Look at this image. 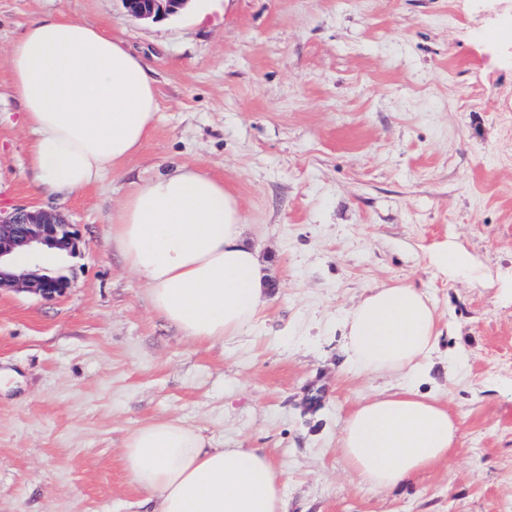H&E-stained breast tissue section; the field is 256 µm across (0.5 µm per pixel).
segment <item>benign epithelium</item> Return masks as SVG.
Here are the masks:
<instances>
[{
	"instance_id": "benign-epithelium-1",
	"label": "benign epithelium",
	"mask_w": 512,
	"mask_h": 512,
	"mask_svg": "<svg viewBox=\"0 0 512 512\" xmlns=\"http://www.w3.org/2000/svg\"><path fill=\"white\" fill-rule=\"evenodd\" d=\"M126 12L136 20L160 21L182 13L190 0H121ZM82 237L78 225L53 210L16 207L0 211V291H30L45 300L63 296L70 282L61 275H50L40 269L16 274L8 258L26 255L46 247L70 256L80 253Z\"/></svg>"
}]
</instances>
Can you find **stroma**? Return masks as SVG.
I'll return each mask as SVG.
<instances>
[{
  "instance_id": "obj_1",
  "label": "stroma",
  "mask_w": 512,
  "mask_h": 512,
  "mask_svg": "<svg viewBox=\"0 0 512 512\" xmlns=\"http://www.w3.org/2000/svg\"><path fill=\"white\" fill-rule=\"evenodd\" d=\"M59 12L141 56L158 101L138 152L62 202L32 190L6 64ZM178 164L236 195L268 276L266 307L221 345L158 315L109 238L129 182ZM19 205L60 211L83 244L48 264L64 296L0 294V512H150L123 447L172 419L263 449L288 512H512V0H190L159 22L121 0H0V210ZM446 242L484 284L436 271ZM397 283L437 306L423 388L460 430L447 462L380 490L338 438L391 381L348 366L340 320Z\"/></svg>"
}]
</instances>
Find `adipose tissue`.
I'll return each instance as SVG.
<instances>
[{
	"label": "adipose tissue",
	"instance_id": "1",
	"mask_svg": "<svg viewBox=\"0 0 512 512\" xmlns=\"http://www.w3.org/2000/svg\"><path fill=\"white\" fill-rule=\"evenodd\" d=\"M7 63L21 121L33 135L36 194L73 197L120 169L151 130L158 108L152 70L101 29L37 16ZM110 238L152 308L193 341L220 344L240 335L266 303L239 201L200 169L182 165L132 182ZM433 263L464 281L487 277L453 244L438 247ZM342 326L355 369L401 379L345 418L338 443L346 471L388 489L446 461L458 420L435 393L420 389L441 335L428 295L410 284L371 289ZM123 459L133 483L154 497V512H286L283 472L263 451L216 447L178 420L133 429Z\"/></svg>",
	"mask_w": 512,
	"mask_h": 512
}]
</instances>
